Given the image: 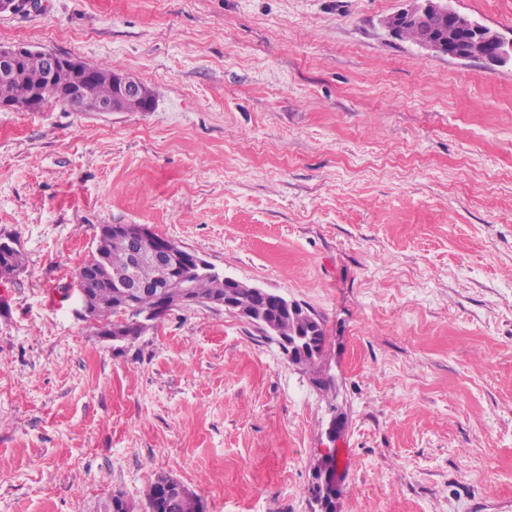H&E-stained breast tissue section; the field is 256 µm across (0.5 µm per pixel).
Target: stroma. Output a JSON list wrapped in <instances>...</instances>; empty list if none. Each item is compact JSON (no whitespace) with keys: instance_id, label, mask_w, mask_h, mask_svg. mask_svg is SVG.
<instances>
[{"instance_id":"obj_1","label":"stroma","mask_w":512,"mask_h":512,"mask_svg":"<svg viewBox=\"0 0 512 512\" xmlns=\"http://www.w3.org/2000/svg\"><path fill=\"white\" fill-rule=\"evenodd\" d=\"M408 0H40L26 44L133 73L148 112L0 109V512H512V66L435 56ZM512 40V0H456ZM103 224H146L324 317L327 392L224 310L117 348L77 311ZM337 467L336 459L333 455H327L325 457H321V459L317 460V463L314 467L313 481L308 485L307 491L310 499L316 504L317 510L315 512H329L332 510L328 509V496L325 495L324 484L322 481V476L327 468L333 470V465ZM148 512H203L199 497L168 475L160 474L146 493Z\"/></svg>"}]
</instances>
